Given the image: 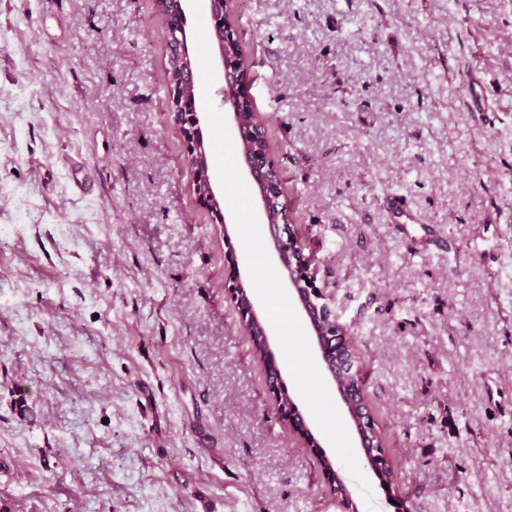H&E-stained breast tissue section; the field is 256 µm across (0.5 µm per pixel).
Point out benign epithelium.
<instances>
[{
    "mask_svg": "<svg viewBox=\"0 0 512 512\" xmlns=\"http://www.w3.org/2000/svg\"><path fill=\"white\" fill-rule=\"evenodd\" d=\"M232 4L233 0H205L204 8L211 15L209 40L215 50L214 58L222 72L224 112L230 121L236 144L242 145L266 139L267 126L244 118L242 109L244 105L251 103L247 74L237 62L224 56V44L236 36L234 28L224 19V10H232ZM166 57L177 59L181 66L179 79L169 83L170 120L179 129L186 152L201 155L205 143L199 132L200 117L198 113L187 110V106L195 105L196 100L178 90L180 85L190 87L196 84L198 78L197 66L190 60L185 29L180 25L168 26ZM238 162L254 190L253 204L260 213L263 234L273 245L277 265H284L288 270L284 281L305 315L314 335L321 363L330 379L334 381L336 372L353 370L352 347L333 297L315 284L312 262L304 251L296 225L273 224L269 220L270 213L285 204L284 198L279 196L278 189L272 182L273 170L277 168V164L268 152H244L238 155ZM192 186L198 201L213 212L214 221L218 224L227 223L223 206L219 205L220 198L213 180L212 167L209 166L200 171V174L193 176ZM238 314L240 323L248 334H253L252 328L256 327L265 338L272 336V327L262 319L255 297H250L248 306L238 308ZM347 417L355 425V433L364 459L371 465L375 464L377 450L369 435V428L372 427L369 406L363 404L357 413H349Z\"/></svg>",
    "mask_w": 512,
    "mask_h": 512,
    "instance_id": "1",
    "label": "benign epithelium"
}]
</instances>
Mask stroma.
Instances as JSON below:
<instances>
[{
	"instance_id": "stroma-1",
	"label": "stroma",
	"mask_w": 512,
	"mask_h": 512,
	"mask_svg": "<svg viewBox=\"0 0 512 512\" xmlns=\"http://www.w3.org/2000/svg\"><path fill=\"white\" fill-rule=\"evenodd\" d=\"M233 13L407 512H512V0ZM166 39L153 0H0V512H344L250 355Z\"/></svg>"
}]
</instances>
